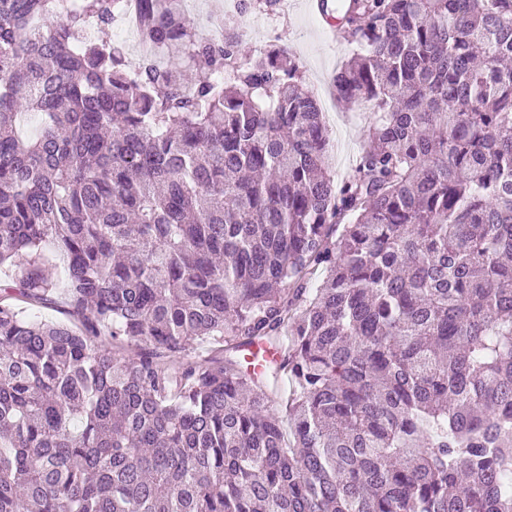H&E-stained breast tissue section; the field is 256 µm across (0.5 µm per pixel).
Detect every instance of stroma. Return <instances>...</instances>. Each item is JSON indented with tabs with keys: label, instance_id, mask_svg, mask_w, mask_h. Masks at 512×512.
I'll list each match as a JSON object with an SVG mask.
<instances>
[{
	"label": "stroma",
	"instance_id": "35a3bbf8",
	"mask_svg": "<svg viewBox=\"0 0 512 512\" xmlns=\"http://www.w3.org/2000/svg\"><path fill=\"white\" fill-rule=\"evenodd\" d=\"M309 0H278L268 8L259 0H181L180 8L200 38L214 34L211 19L224 17L225 34L245 47L287 46L300 61L308 88L325 109L330 130L329 166L335 178H344L367 142L373 112L368 103L348 104L332 94V77L356 50L310 11Z\"/></svg>",
	"mask_w": 512,
	"mask_h": 512
}]
</instances>
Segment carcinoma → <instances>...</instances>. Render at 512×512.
Here are the masks:
<instances>
[{
    "label": "carcinoma",
    "mask_w": 512,
    "mask_h": 512,
    "mask_svg": "<svg viewBox=\"0 0 512 512\" xmlns=\"http://www.w3.org/2000/svg\"><path fill=\"white\" fill-rule=\"evenodd\" d=\"M116 7L0 0V512H512V0L326 4L340 183L286 47ZM87 32L92 39L121 47L128 60L132 63L140 55L136 34L119 32L113 22L108 26H99L96 23H92ZM245 360L248 363L247 370L251 373H259L265 362L278 360V354L262 345H254L246 349Z\"/></svg>",
    "instance_id": "obj_1"
}]
</instances>
